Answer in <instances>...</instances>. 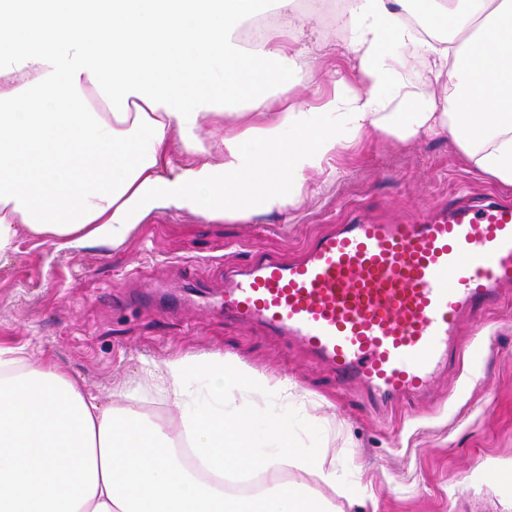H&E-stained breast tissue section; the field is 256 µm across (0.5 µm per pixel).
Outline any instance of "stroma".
Instances as JSON below:
<instances>
[{
  "instance_id": "obj_1",
  "label": "stroma",
  "mask_w": 512,
  "mask_h": 512,
  "mask_svg": "<svg viewBox=\"0 0 512 512\" xmlns=\"http://www.w3.org/2000/svg\"><path fill=\"white\" fill-rule=\"evenodd\" d=\"M320 24L306 41L301 79L290 94L313 99L357 62L334 23L336 0H319ZM335 175L314 176L304 201L280 215L224 222L168 209L146 216L116 247L78 252L20 235L0 264V346L24 348L31 365L49 361L110 402L145 383V364L218 352L288 379L295 397L271 396L253 413L287 417L298 442L336 453L347 489L367 491L344 512H512V284L491 313L461 320L462 368L445 369L428 400L389 418L371 413L356 389L340 386L296 343L230 325L212 304L224 269L264 252L293 259L301 244L348 214L381 222L420 218L453 201L482 204L512 186L479 174L454 142H401L378 133L337 154Z\"/></svg>"
}]
</instances>
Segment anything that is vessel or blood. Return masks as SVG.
I'll list each match as a JSON object with an SVG mask.
<instances>
[{"instance_id":"vessel-or-blood-1","label":"vessel or blood","mask_w":512,"mask_h":512,"mask_svg":"<svg viewBox=\"0 0 512 512\" xmlns=\"http://www.w3.org/2000/svg\"><path fill=\"white\" fill-rule=\"evenodd\" d=\"M511 282L512 204L451 205L421 221L333 225L287 263L255 255L218 310L301 343L382 415L462 360L461 318L497 306Z\"/></svg>"}]
</instances>
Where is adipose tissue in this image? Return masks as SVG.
<instances>
[{"mask_svg": "<svg viewBox=\"0 0 512 512\" xmlns=\"http://www.w3.org/2000/svg\"><path fill=\"white\" fill-rule=\"evenodd\" d=\"M423 2L444 37L410 21L414 0H348L337 24L359 78L313 104L287 98L286 32L248 48L238 36L263 6L288 16L296 0H0V261L22 232L77 250L123 242L156 210L286 212L370 133L448 135L478 172L512 184V0ZM240 87L252 90L247 107L225 111V91ZM93 96L105 111H91ZM175 138L190 163L172 162ZM215 149L221 162L204 161ZM160 373L181 411L174 428L0 347V512H325L300 480L226 497L179 454L189 446L218 477L290 461L335 489V457L300 447L286 420L270 419L262 439L251 427L287 380L219 353ZM193 373L204 395L188 386Z\"/></svg>", "mask_w": 512, "mask_h": 512, "instance_id": "1", "label": "adipose tissue"}]
</instances>
